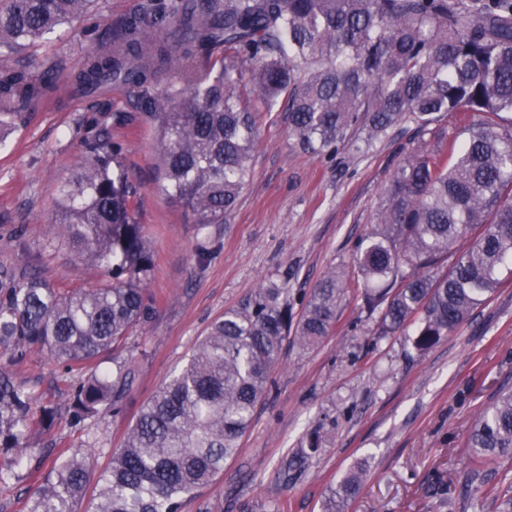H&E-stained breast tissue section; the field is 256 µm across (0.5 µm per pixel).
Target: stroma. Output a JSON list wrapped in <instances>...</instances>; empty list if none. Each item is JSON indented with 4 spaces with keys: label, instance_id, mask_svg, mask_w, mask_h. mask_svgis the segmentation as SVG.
Returning <instances> with one entry per match:
<instances>
[{
    "label": "stroma",
    "instance_id": "obj_1",
    "mask_svg": "<svg viewBox=\"0 0 512 512\" xmlns=\"http://www.w3.org/2000/svg\"><path fill=\"white\" fill-rule=\"evenodd\" d=\"M142 2L94 0L86 14L44 39L18 51L0 48V68L21 62L32 74L51 66L62 76L45 103L14 120L0 140V264L29 266L57 286L100 278L96 265L74 264L55 211L60 183L104 134L123 158L137 190L132 204L155 250L147 282L153 315L131 332L121 354L132 375L121 414L107 412L80 427L63 414L50 434L34 437L31 455L49 461L0 484V512H28L30 489L51 461L75 452L89 459L88 488L96 490L140 408L226 309L284 279L292 311L301 314L308 290L329 270H352L355 245L376 224L406 152L433 143L438 132L454 138L461 128L459 114L445 113L427 132L401 124L328 158L303 152L287 112L276 106L260 117L252 176L228 223L198 230L191 214L156 187L158 132L133 98L119 88L85 96L65 81ZM14 373L37 402L70 405L76 375L46 353H30ZM272 381L239 454L212 485L186 498L181 512H238V495L284 504L286 512H320L330 487L358 466L366 477L346 512H501L480 492L462 496L463 443L497 389L512 383V280L423 353L407 335H377L375 318L348 298L321 344L285 343ZM313 431L319 455L288 481L275 479L280 461ZM436 480L446 495L431 496Z\"/></svg>",
    "mask_w": 512,
    "mask_h": 512
}]
</instances>
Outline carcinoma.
Segmentation results:
<instances>
[{
    "instance_id": "1",
    "label": "carcinoma",
    "mask_w": 512,
    "mask_h": 512,
    "mask_svg": "<svg viewBox=\"0 0 512 512\" xmlns=\"http://www.w3.org/2000/svg\"><path fill=\"white\" fill-rule=\"evenodd\" d=\"M92 0H0V47L21 48L80 17ZM72 84L84 93L112 85L134 93L156 123L157 188L198 229L224 224L252 175L257 115L280 99L290 133L306 151L331 156L355 135L371 142L411 120L473 112L462 139L411 149L385 190L377 224L362 238L354 269L331 271L309 289L295 331L319 344L350 294L377 316L380 336L412 329L424 352L468 321L512 275V0H173L141 6L112 42L87 55ZM49 73L0 69V128L45 96ZM131 187L103 136L61 183L55 223L78 262L104 271L93 288L56 287L26 268L0 266V360L19 365L45 352L71 371L72 424L117 411L131 384L109 353L149 322L145 288L154 247L131 208ZM466 239L460 251L457 243ZM288 288L272 282L224 311L177 375L143 405L101 475L93 512H180L240 450L271 369L292 327ZM52 404L0 368V483L17 477L30 440L51 430ZM464 447L462 486L494 493L493 465L512 461V385L500 387ZM319 451L318 439L289 458L286 476ZM363 469L331 490L322 512H345ZM88 463L75 452L34 488L29 512H76ZM246 501L240 512H281Z\"/></svg>"
}]
</instances>
